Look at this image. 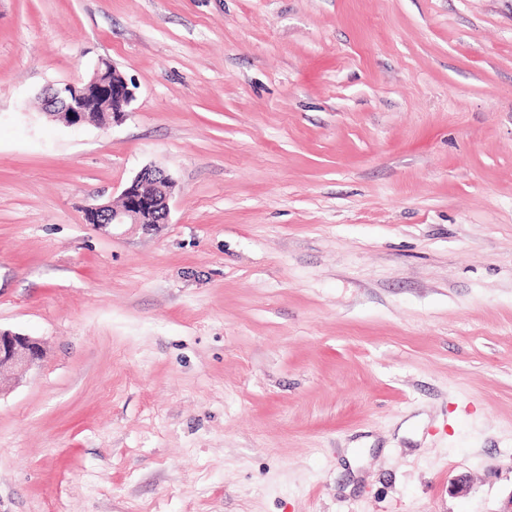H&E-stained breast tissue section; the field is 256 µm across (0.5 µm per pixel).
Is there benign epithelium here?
I'll use <instances>...</instances> for the list:
<instances>
[{
	"instance_id": "obj_1",
	"label": "benign epithelium",
	"mask_w": 512,
	"mask_h": 512,
	"mask_svg": "<svg viewBox=\"0 0 512 512\" xmlns=\"http://www.w3.org/2000/svg\"><path fill=\"white\" fill-rule=\"evenodd\" d=\"M85 83L68 82L63 87H53L48 98L61 92H67L66 124L72 127L82 126L91 119L81 112L78 102L80 90ZM115 108L112 109L110 124L122 122L129 112L135 93L129 85L116 88L112 93ZM175 188V180L161 168L146 166L123 188L121 199L125 205L115 208L110 203L94 205L86 210L90 224H140L146 216L160 214L163 221L170 215L169 200ZM44 349L41 341L27 334L0 329V373L8 370H29L38 366L43 359Z\"/></svg>"
}]
</instances>
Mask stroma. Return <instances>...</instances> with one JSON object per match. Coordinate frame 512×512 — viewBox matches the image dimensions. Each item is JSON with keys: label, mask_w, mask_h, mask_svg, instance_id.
<instances>
[{"label": "stroma", "mask_w": 512, "mask_h": 512, "mask_svg": "<svg viewBox=\"0 0 512 512\" xmlns=\"http://www.w3.org/2000/svg\"><path fill=\"white\" fill-rule=\"evenodd\" d=\"M0 328V512H512V0H0ZM101 64L102 61L98 63L97 67L94 69V72L91 76V78L87 82H79V83H64V86L62 88H59L58 86L52 87L49 90V93L47 97L49 100H52L53 97L59 96V94L62 91L67 92V103L65 104V107L61 112H66L67 121L65 124L72 126V127H78L82 126L85 123H93V121L85 114V112H81L78 102V96L80 93V90L87 84L91 82H96L100 75H101ZM113 64L105 62L102 68L104 73L103 79L109 81L112 86L113 82L123 81V75L117 69H112ZM115 99V108L112 109V100L102 96L97 89L91 87L85 95L86 111L90 112L91 117L99 124H104L109 118L110 112L112 119L109 124L121 123L129 112L132 102L135 100V93L133 89L129 88L126 80L124 86L116 88L113 92L112 86V99ZM175 180L164 169L142 168L123 188L121 199L125 206L115 208L110 203L97 204L86 210L89 224H142L145 216L160 214L168 222L169 200L175 188ZM43 356V345L38 338L0 328V375L8 370L32 369L40 364Z\"/></svg>", "instance_id": "1"}]
</instances>
